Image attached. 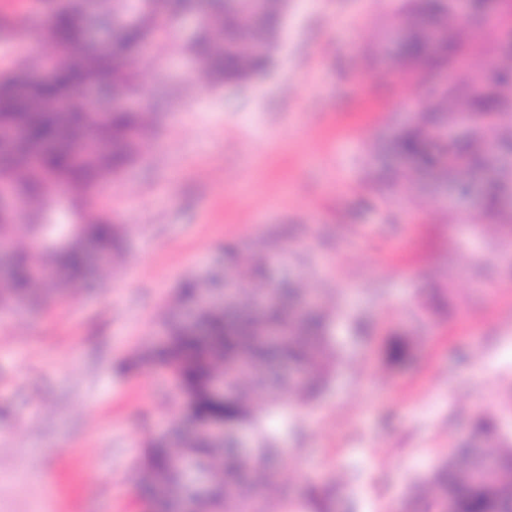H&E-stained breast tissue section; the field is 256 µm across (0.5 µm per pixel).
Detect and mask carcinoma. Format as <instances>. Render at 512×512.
Returning a JSON list of instances; mask_svg holds the SVG:
<instances>
[{"label":"carcinoma","mask_w":512,"mask_h":512,"mask_svg":"<svg viewBox=\"0 0 512 512\" xmlns=\"http://www.w3.org/2000/svg\"><path fill=\"white\" fill-rule=\"evenodd\" d=\"M99 20L122 27L105 49L83 48L84 31L72 0H58L44 36L53 51L42 66L53 70L49 82L17 86L15 71H0V120L26 117V136L34 146L25 156L0 153V178L9 182L24 203L26 241L13 244L16 218L0 217V240L13 245L9 280L0 286V312L15 306L34 307L63 296L86 279L87 248L105 254L110 264L122 256L127 229L99 206V189L118 179L137 162L152 138L148 111H112L103 118L89 114L86 102L70 94L80 82H120L133 92L141 89V45L144 40L172 36L177 17L195 7L201 13L196 37L183 44L213 86L241 84L263 71L268 50L278 47L283 29L280 5L267 0L253 8L242 0H99ZM439 15L447 23V41L431 57L429 67L454 65L456 79L447 89L426 87L422 60L428 46L423 17ZM405 32V51L399 67L413 74L415 96L423 100L414 124L390 144L421 170L488 175L483 189L482 216L499 226L502 249L512 241V208L501 204L512 191V125L503 121L512 112V59L498 60V75L481 85L483 59L471 45L484 34H469L457 23L450 0H402L399 7ZM489 28L512 29V0H502ZM457 112L476 118L477 128L465 139L445 140L438 120ZM79 130L76 146L41 148ZM75 194L73 218L65 223L53 209L60 187ZM238 262L249 277L226 305L199 313L194 326L183 323L182 308L207 287L198 276L176 289L177 312L165 323L166 343L147 347L137 363L168 372L176 382L172 399L191 412L199 424L194 433H178L165 444L153 439L141 462L142 480L153 488L173 472V461L189 448L199 461L220 475L221 483L199 502L201 512H232L240 503L252 512H280L285 494L274 481L268 463L283 456L280 439L262 432L264 415L288 405L311 404L340 362L328 336L331 315L316 303L306 304L299 287H282L267 279L271 246L255 243L238 252ZM266 295H280V304H266ZM272 326L276 336L262 335ZM222 380L228 393L212 395V384ZM228 430L253 432L252 455L231 441H217L205 433L214 421ZM483 441L500 439L494 415L481 413L474 421ZM512 448H453L423 482L414 496L420 512H442L453 499L455 512H512ZM310 512H331V487L314 484L308 498Z\"/></svg>","instance_id":"carcinoma-1"}]
</instances>
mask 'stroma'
<instances>
[{"instance_id":"stroma-1","label":"stroma","mask_w":512,"mask_h":512,"mask_svg":"<svg viewBox=\"0 0 512 512\" xmlns=\"http://www.w3.org/2000/svg\"><path fill=\"white\" fill-rule=\"evenodd\" d=\"M53 0H0V71L48 51ZM396 0H293L274 68L209 87L178 24L141 78L156 127L104 209L126 252L64 298L0 313V512H142L147 442L183 416L169 376L129 368L162 333L175 290L272 243V280L318 289L342 362L310 407L265 417L294 501L330 482L354 512H404L475 414L512 441V252L480 197L395 177L388 141L410 121ZM394 336L416 343L390 365Z\"/></svg>"}]
</instances>
